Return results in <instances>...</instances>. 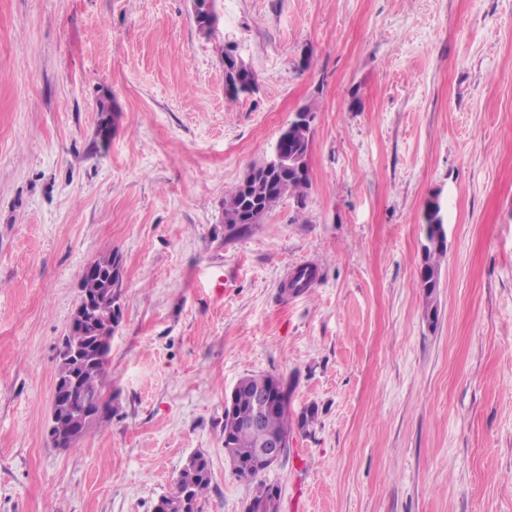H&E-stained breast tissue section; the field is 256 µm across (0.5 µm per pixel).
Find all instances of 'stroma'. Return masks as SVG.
I'll return each mask as SVG.
<instances>
[{
    "mask_svg": "<svg viewBox=\"0 0 512 512\" xmlns=\"http://www.w3.org/2000/svg\"><path fill=\"white\" fill-rule=\"evenodd\" d=\"M216 9L206 37L190 0H0V512H153L197 451L202 512H244L224 397L251 374L318 409L263 476L280 512H512V0ZM228 47L257 77L235 100ZM310 103L305 207L226 226L225 194ZM107 251L116 410L61 450L58 349ZM424 224L426 239L431 238L435 224L441 225L438 228V235L428 243L431 247L427 246L426 243L423 244V260L425 265L429 270H438L439 272L441 266V259L446 255L447 251V247L441 245L447 243V236L442 215V207L441 204L438 203L437 200H435V198L433 200H430L427 204L424 213ZM432 246L441 247H439L438 249H434L432 248Z\"/></svg>",
    "mask_w": 512,
    "mask_h": 512,
    "instance_id": "obj_1",
    "label": "stroma"
}]
</instances>
